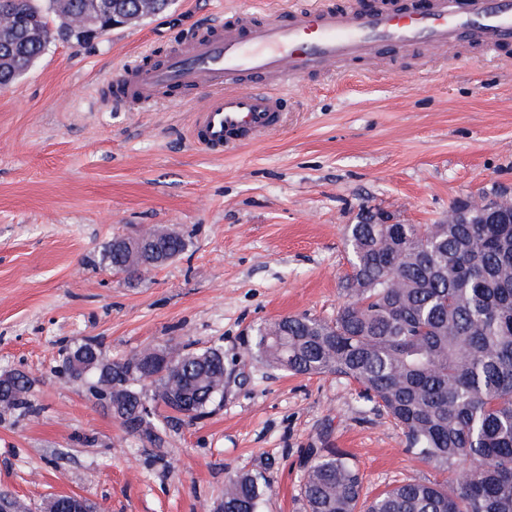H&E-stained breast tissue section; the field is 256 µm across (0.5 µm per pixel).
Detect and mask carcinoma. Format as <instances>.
<instances>
[{
	"label": "carcinoma",
	"instance_id": "1",
	"mask_svg": "<svg viewBox=\"0 0 512 512\" xmlns=\"http://www.w3.org/2000/svg\"><path fill=\"white\" fill-rule=\"evenodd\" d=\"M172 0H0V87L22 76L51 41L85 44L81 34L103 26L109 9L141 20ZM59 19L49 27L48 15ZM115 236L103 262L128 275L139 268ZM352 271L345 301L331 322L286 316L259 327L246 354L293 375H335L403 430L406 448L449 481L409 479L362 499L363 478L336 448H310L301 497L305 512H512V223L371 224L346 227ZM184 236L160 233L156 266L180 254ZM163 353L166 366L142 380L144 362ZM96 365L88 376L106 397L125 393L122 425L150 442L161 440L156 413L138 398L168 409L170 397L199 415L224 397V351H190L170 342L144 347L104 364L87 341L63 354ZM23 373L0 385V408L30 404ZM267 487L241 472L224 485V512H262Z\"/></svg>",
	"mask_w": 512,
	"mask_h": 512
}]
</instances>
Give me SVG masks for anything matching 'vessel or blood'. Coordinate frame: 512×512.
I'll list each match as a JSON object with an SVG mask.
<instances>
[{
	"mask_svg": "<svg viewBox=\"0 0 512 512\" xmlns=\"http://www.w3.org/2000/svg\"><path fill=\"white\" fill-rule=\"evenodd\" d=\"M471 43L485 59L512 43V0H376L370 8L358 0H313L244 9L185 33L157 59L123 65L111 100L149 112L163 96L197 93L189 139L221 154L280 130L284 90L294 79L333 74L384 53H444Z\"/></svg>",
	"mask_w": 512,
	"mask_h": 512,
	"instance_id": "vessel-or-blood-1",
	"label": "vessel or blood"
}]
</instances>
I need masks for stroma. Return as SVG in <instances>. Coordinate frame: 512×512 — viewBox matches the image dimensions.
I'll list each match as a JSON object with an SVG mask.
<instances>
[{"label":"stroma","instance_id":"35a3bbf8","mask_svg":"<svg viewBox=\"0 0 512 512\" xmlns=\"http://www.w3.org/2000/svg\"><path fill=\"white\" fill-rule=\"evenodd\" d=\"M284 0H174L93 43L50 42L0 87V373L32 381L30 411L0 412V492L30 506L82 494L98 512H215L241 471L269 485L264 512H302L305 452L348 451L368 494L434 480L400 427L333 375L246 357L287 315L333 320L349 272L346 225L364 209L439 224L458 200L512 191V50L386 56L289 87L279 132L212 156L192 145L194 104H106L117 66L177 45L224 11ZM175 229L177 257L138 279L105 265L113 236ZM175 339L219 347L222 403L189 421L158 409L162 440L130 434L62 351L103 361Z\"/></svg>","mask_w":512,"mask_h":512}]
</instances>
